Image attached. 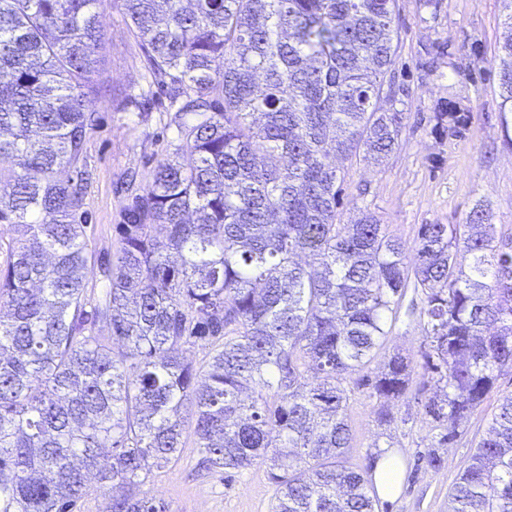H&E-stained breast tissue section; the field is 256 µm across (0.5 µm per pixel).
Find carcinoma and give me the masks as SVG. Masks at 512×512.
<instances>
[{
  "label": "carcinoma",
  "instance_id": "obj_1",
  "mask_svg": "<svg viewBox=\"0 0 512 512\" xmlns=\"http://www.w3.org/2000/svg\"><path fill=\"white\" fill-rule=\"evenodd\" d=\"M394 2L112 0L178 144L147 182L128 175L118 248L96 254L84 153L105 0H0V224L17 232L0 264V512H74L92 478L105 512H171L141 487L179 460L188 425L208 472L267 465L273 512H375V458L345 461V383L409 288L436 387L423 415L442 441L512 373V231L488 205L420 225L411 264L371 214L336 223L348 165L383 162L404 124L378 106ZM500 52L506 133L512 14ZM412 372L396 353L368 385L386 404ZM448 512H512V394Z\"/></svg>",
  "mask_w": 512,
  "mask_h": 512
}]
</instances>
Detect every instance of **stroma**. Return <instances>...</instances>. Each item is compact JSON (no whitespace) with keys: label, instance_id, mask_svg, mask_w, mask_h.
Wrapping results in <instances>:
<instances>
[{"label":"stroma","instance_id":"stroma-1","mask_svg":"<svg viewBox=\"0 0 512 512\" xmlns=\"http://www.w3.org/2000/svg\"><path fill=\"white\" fill-rule=\"evenodd\" d=\"M512 5L507 0H396L393 27L399 34L392 82L382 94V110L397 109L406 120L395 150L380 165L349 167L337 221L373 215L388 232L413 249L420 225L462 224L477 202L489 205L493 222L512 228V139L500 125L498 45ZM100 51L101 91L89 94L100 123L87 139L85 160L92 172L85 207L93 251L115 252L116 224L128 200L117 187L129 172L149 180L157 161L173 155L174 134L167 115L154 109L136 118L131 95L151 90L142 46L115 7H105ZM456 107L464 116L458 131L436 117ZM425 332L418 316L401 309L392 333L366 373L347 385V414L353 441L351 467L393 447L403 483L399 496L378 503V512H448V494L475 444L485 436L502 397L512 394V376L502 375L495 390L447 446L440 430L422 414L420 390L430 378L424 369ZM412 361L408 393L394 402L391 423L378 418L379 403L365 385L393 353ZM194 442L177 464L155 471L145 492L166 500L171 512H271L275 486L258 462L231 479L200 470Z\"/></svg>","mask_w":512,"mask_h":512}]
</instances>
